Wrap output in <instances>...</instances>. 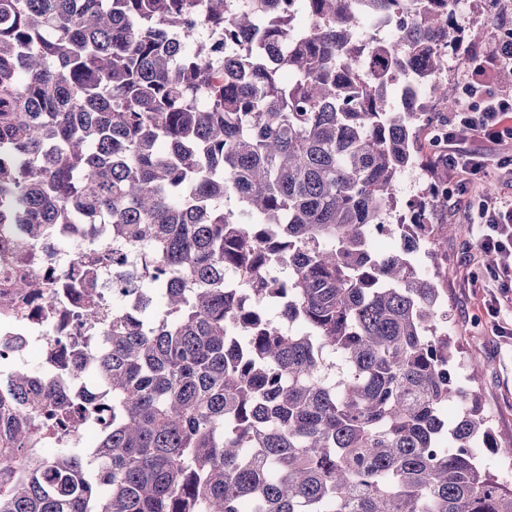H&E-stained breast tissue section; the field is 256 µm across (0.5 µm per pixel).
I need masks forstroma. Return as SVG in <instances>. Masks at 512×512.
<instances>
[{"instance_id":"35a3bbf8","label":"stroma","mask_w":512,"mask_h":512,"mask_svg":"<svg viewBox=\"0 0 512 512\" xmlns=\"http://www.w3.org/2000/svg\"><path fill=\"white\" fill-rule=\"evenodd\" d=\"M505 4L503 0H467L465 5L466 25L464 46L454 55L455 68L448 78L459 82L467 67L468 45L479 43L493 45L503 37L506 28L500 17ZM460 147L484 154L491 162L485 180L494 197L512 196V169L497 167V160L512 154V146L497 145L473 137L462 138ZM475 218L467 208L451 210L433 208L432 223L454 224L462 232L450 236L446 248L448 256V292L445 303L448 307L446 329L462 348L461 367L455 371L456 378L468 377L472 369H479L480 377L475 392L493 416L492 425L498 442L512 441V337L500 335V327L512 329V307L502 306L499 316H491L482 301V292L473 288L471 280L484 276L480 261L470 249L469 229Z\"/></svg>"}]
</instances>
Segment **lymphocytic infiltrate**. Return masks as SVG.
I'll return each instance as SVG.
<instances>
[{"label": "lymphocytic infiltrate", "instance_id": "obj_1", "mask_svg": "<svg viewBox=\"0 0 512 512\" xmlns=\"http://www.w3.org/2000/svg\"><path fill=\"white\" fill-rule=\"evenodd\" d=\"M467 54L477 65L463 73L456 107L442 124L447 129L448 170L455 180L453 194L465 199L468 208L478 214L473 247L489 261L494 286L486 290L484 305L495 313L502 301H512V198L483 193L484 158L458 148L457 139L460 134L469 133L498 144L512 141V94L503 93L481 102L476 99L484 83V63H491L499 72L512 73V38H504L489 48L472 44Z\"/></svg>", "mask_w": 512, "mask_h": 512}]
</instances>
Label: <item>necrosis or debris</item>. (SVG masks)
Returning a JSON list of instances; mask_svg holds the SVG:
<instances>
[{"label": "necrosis or debris", "instance_id": "necrosis-or-debris-1", "mask_svg": "<svg viewBox=\"0 0 512 512\" xmlns=\"http://www.w3.org/2000/svg\"><path fill=\"white\" fill-rule=\"evenodd\" d=\"M64 236L58 229L30 244L0 233V354L18 360L40 349L44 379L61 382L68 391L66 405L46 417L48 448L85 443L92 418L84 398L91 388L82 357L89 348L106 350L103 331L115 310L136 311L133 285L141 264L140 249L113 243L98 225L69 242ZM88 266L97 269L90 302L79 296ZM21 280L39 282L40 291L20 292L16 284Z\"/></svg>", "mask_w": 512, "mask_h": 512}]
</instances>
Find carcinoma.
Here are the masks:
<instances>
[{
	"instance_id": "cac0c4a2",
	"label": "carcinoma",
	"mask_w": 512,
	"mask_h": 512,
	"mask_svg": "<svg viewBox=\"0 0 512 512\" xmlns=\"http://www.w3.org/2000/svg\"><path fill=\"white\" fill-rule=\"evenodd\" d=\"M399 1L412 21L356 81L363 16ZM300 4L307 33L295 0H0V230L108 224L147 285L85 356L110 416L91 452L39 448L63 389L0 375V512H512L471 451L512 445L442 330L448 225L386 221L426 117L390 90L462 24L448 0Z\"/></svg>"
}]
</instances>
